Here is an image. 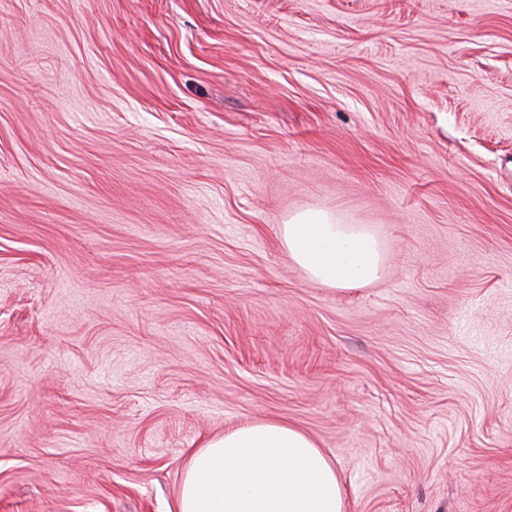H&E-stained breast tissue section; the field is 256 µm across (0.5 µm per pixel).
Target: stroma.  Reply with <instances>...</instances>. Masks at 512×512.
Here are the masks:
<instances>
[{"mask_svg":"<svg viewBox=\"0 0 512 512\" xmlns=\"http://www.w3.org/2000/svg\"><path fill=\"white\" fill-rule=\"evenodd\" d=\"M260 420L346 512H512V0H0V512H173ZM281 238L308 278L327 288L363 287L376 281L386 255L364 224H344L325 210L304 211L281 225Z\"/></svg>","mask_w":512,"mask_h":512,"instance_id":"stroma-1","label":"stroma"}]
</instances>
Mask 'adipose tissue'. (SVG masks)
Segmentation results:
<instances>
[{
	"instance_id": "1",
	"label": "adipose tissue",
	"mask_w": 512,
	"mask_h": 512,
	"mask_svg": "<svg viewBox=\"0 0 512 512\" xmlns=\"http://www.w3.org/2000/svg\"><path fill=\"white\" fill-rule=\"evenodd\" d=\"M289 255L327 288L376 281L386 255L363 224L325 210L304 211L281 227ZM346 495L331 459L301 430L262 421L225 433L195 451L176 512H345Z\"/></svg>"
}]
</instances>
